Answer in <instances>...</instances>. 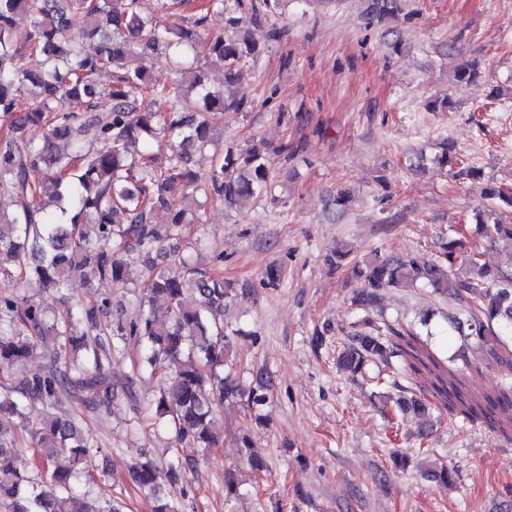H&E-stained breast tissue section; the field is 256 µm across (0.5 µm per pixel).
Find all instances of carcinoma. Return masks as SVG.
Returning <instances> with one entry per match:
<instances>
[{
    "label": "carcinoma",
    "instance_id": "cac0c4a2",
    "mask_svg": "<svg viewBox=\"0 0 512 512\" xmlns=\"http://www.w3.org/2000/svg\"><path fill=\"white\" fill-rule=\"evenodd\" d=\"M204 9L190 27L162 26L141 14L139 0H0V190L17 203L14 216L0 212V275L15 272L27 283L63 293L76 274L89 272L144 290L136 318L110 327L101 321L107 297L50 315L24 296L0 291V456L20 451L17 437L4 426L8 415L27 423L26 447L38 458L33 472L0 469V505L7 512H61V501L68 504L66 512H122L106 479L89 469L103 444L83 420L116 400L110 368L127 336L145 344L133 368L146 367L156 377L151 404L174 445L217 447V417L224 404L238 399H246L250 417L264 420L255 410L266 395L245 390L225 371L230 337L243 334L224 322L233 289L180 250L168 253L167 263L146 277L138 268L152 250L176 238L182 225L201 219L193 154L220 137L217 121L224 113L243 109V103L202 82L201 64L224 69L232 83L240 64L258 53L247 36L201 37L208 13H225V0H206ZM400 10L399 0H375L373 16ZM21 14L29 18L31 33L26 45L16 46L12 32ZM86 40L97 41L94 53L84 51ZM158 53L175 59L178 76L147 65ZM105 70L112 71L107 88L98 84ZM31 88L33 108L19 115L16 100ZM134 89L142 98L131 96ZM77 98L86 102L79 115L66 109ZM102 98L108 100L104 109L98 105ZM146 102L157 110L132 119ZM146 135L169 144L159 166L143 162ZM212 160L211 188L228 208L242 206L269 185L267 160L256 151L230 148L213 153ZM483 198L489 205L479 212L480 230L512 259V224L502 222L495 206H512V192L488 183ZM460 247L448 241L446 270L412 256L390 260L373 254L359 271V303L375 304L383 288L423 282L463 306V314L448 316L451 333L486 344L512 370V350L500 355L512 339V263L492 271L476 255H461ZM191 291L200 299H190ZM158 298L165 300L162 312L154 307ZM39 336L51 337L57 351L42 372L18 387L5 367L25 362ZM392 357L404 359L411 370L431 359L411 333L392 329L382 337L356 331L338 365L354 375L370 360ZM397 407L413 412L423 426L431 424L426 403L404 397ZM60 456L68 464H56ZM189 468L177 454L165 464L146 455L129 467L128 480L154 500L153 512H182L162 497V485ZM47 481L61 497L41 490Z\"/></svg>",
    "mask_w": 512,
    "mask_h": 512
}]
</instances>
